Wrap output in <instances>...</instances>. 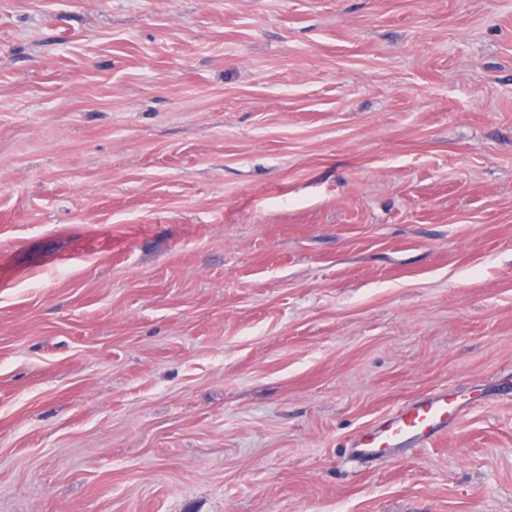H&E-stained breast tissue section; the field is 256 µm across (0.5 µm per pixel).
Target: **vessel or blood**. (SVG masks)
<instances>
[{
	"instance_id": "1",
	"label": "vessel or blood",
	"mask_w": 512,
	"mask_h": 512,
	"mask_svg": "<svg viewBox=\"0 0 512 512\" xmlns=\"http://www.w3.org/2000/svg\"><path fill=\"white\" fill-rule=\"evenodd\" d=\"M468 404V399L452 389L430 392L394 408L375 426L352 438L350 453L357 459L371 460L408 447L428 446L463 421Z\"/></svg>"
}]
</instances>
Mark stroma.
Listing matches in <instances>:
<instances>
[{
  "mask_svg": "<svg viewBox=\"0 0 512 512\" xmlns=\"http://www.w3.org/2000/svg\"><path fill=\"white\" fill-rule=\"evenodd\" d=\"M511 370L512 0H0V512H512ZM470 402L456 390L441 389L404 403L352 438L350 453L356 459L371 460L408 447H426L463 421Z\"/></svg>",
  "mask_w": 512,
  "mask_h": 512,
  "instance_id": "1",
  "label": "stroma"
}]
</instances>
